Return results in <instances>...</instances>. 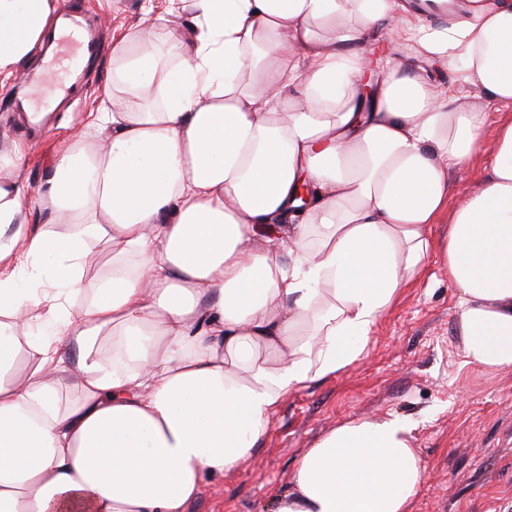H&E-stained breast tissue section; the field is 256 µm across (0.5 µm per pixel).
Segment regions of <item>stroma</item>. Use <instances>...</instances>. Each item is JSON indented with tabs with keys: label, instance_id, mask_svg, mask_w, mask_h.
Wrapping results in <instances>:
<instances>
[{
	"label": "stroma",
	"instance_id": "35a3bbf8",
	"mask_svg": "<svg viewBox=\"0 0 512 512\" xmlns=\"http://www.w3.org/2000/svg\"><path fill=\"white\" fill-rule=\"evenodd\" d=\"M96 16L98 56L79 63L69 99L49 128L32 138L16 102L42 66L35 53L0 87V147L21 144L22 180L38 192L49 160L72 145L112 79V44L143 18V0H60ZM458 291L439 254H431L414 288L378 320L366 355L333 378L290 392L270 416L251 454L224 477L205 483L187 512H268L299 454L350 419L396 413L414 425L413 444L426 462L412 512H512V367L468 364L457 328Z\"/></svg>",
	"mask_w": 512,
	"mask_h": 512
}]
</instances>
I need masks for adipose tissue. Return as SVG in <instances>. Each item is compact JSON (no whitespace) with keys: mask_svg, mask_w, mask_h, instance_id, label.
<instances>
[{"mask_svg":"<svg viewBox=\"0 0 512 512\" xmlns=\"http://www.w3.org/2000/svg\"><path fill=\"white\" fill-rule=\"evenodd\" d=\"M57 12L0 0V76ZM164 13L187 19V39L160 33L175 64L141 31L116 42L92 138L38 195L22 148L0 152V512H186L289 392L363 357L434 249L467 363L512 367V118L486 131L489 106L512 107V0L449 18L406 0ZM452 60L456 93L427 72ZM478 157L485 176L450 204L451 171ZM412 431L396 414L336 426L272 512H411Z\"/></svg>","mask_w":512,"mask_h":512,"instance_id":"obj_1","label":"adipose tissue"}]
</instances>
